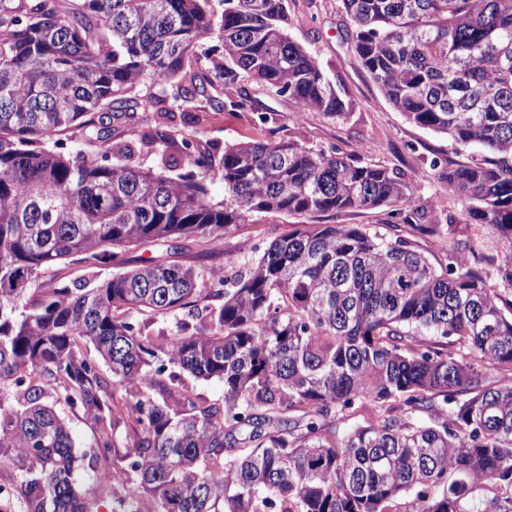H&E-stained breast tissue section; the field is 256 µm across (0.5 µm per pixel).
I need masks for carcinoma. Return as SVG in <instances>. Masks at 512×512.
Returning <instances> with one entry per match:
<instances>
[{
    "mask_svg": "<svg viewBox=\"0 0 512 512\" xmlns=\"http://www.w3.org/2000/svg\"><path fill=\"white\" fill-rule=\"evenodd\" d=\"M342 3L386 100L467 157L432 163L467 203L462 224L426 222L403 174L275 128L224 148L219 168L193 133L174 177L111 161L174 142L150 112L204 102L268 123L244 80L347 119L288 35L287 0L220 14L209 0H0V471L15 473L0 512H97L82 476L109 462L127 481L117 512H512V0ZM206 39L222 55L186 76ZM74 129L100 158L68 148ZM350 209L401 215L412 236L297 224L206 291L200 264L124 257L202 238L214 258L254 213ZM473 225L511 258L470 266ZM448 235L445 265L416 240ZM68 259L117 271L39 285ZM143 312L170 333L145 334ZM187 377L224 392L207 400ZM72 416L93 425L91 447Z\"/></svg>",
    "mask_w": 512,
    "mask_h": 512,
    "instance_id": "cac0c4a2",
    "label": "carcinoma"
}]
</instances>
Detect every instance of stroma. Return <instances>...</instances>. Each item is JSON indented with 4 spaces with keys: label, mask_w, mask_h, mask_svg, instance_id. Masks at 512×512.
<instances>
[{
    "label": "stroma",
    "mask_w": 512,
    "mask_h": 512,
    "mask_svg": "<svg viewBox=\"0 0 512 512\" xmlns=\"http://www.w3.org/2000/svg\"><path fill=\"white\" fill-rule=\"evenodd\" d=\"M288 32L336 81L353 108L349 117L335 121L318 112H309L303 122L295 120V106L287 98L269 92L254 82L246 87L271 111L269 125L258 124L251 113L206 110L198 113L193 125L175 121L174 133L196 131L200 144L214 157H222L225 146L266 139L270 128L280 138L314 149L351 154L363 162L400 171L416 187V202L437 206L443 216L461 218L464 206L447 186L432 176L436 159L455 160L454 147L442 135L419 127L398 112L384 98L369 73L360 66L342 39L345 17L341 0H288ZM296 219L275 213H256L232 230L224 239V258L232 261L244 254L265 249L274 239L291 230ZM211 248L203 239L182 240L178 249L169 244L145 242L127 251L130 259L170 254L176 262H194Z\"/></svg>",
    "instance_id": "stroma-1"
}]
</instances>
